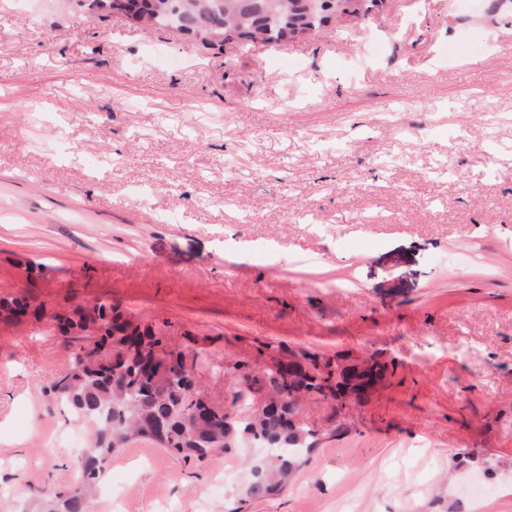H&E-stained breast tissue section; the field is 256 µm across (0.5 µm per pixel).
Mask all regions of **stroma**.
<instances>
[{"label":"stroma","mask_w":512,"mask_h":512,"mask_svg":"<svg viewBox=\"0 0 512 512\" xmlns=\"http://www.w3.org/2000/svg\"><path fill=\"white\" fill-rule=\"evenodd\" d=\"M118 304L206 351L223 400L261 344L396 371L246 497V447L133 439L93 512H512V0H377L271 46L204 45L78 0H0V293ZM76 344L0 323V512L75 485Z\"/></svg>","instance_id":"1"}]
</instances>
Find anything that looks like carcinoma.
Segmentation results:
<instances>
[{
	"instance_id": "obj_1",
	"label": "carcinoma",
	"mask_w": 512,
	"mask_h": 512,
	"mask_svg": "<svg viewBox=\"0 0 512 512\" xmlns=\"http://www.w3.org/2000/svg\"><path fill=\"white\" fill-rule=\"evenodd\" d=\"M128 0L135 15L144 24L156 28H172L204 44L246 43L261 40L278 45L307 29L320 30L349 12L354 0ZM29 310L34 319H41L47 305L26 296L0 298V321L17 322V308ZM87 318L101 324L103 331L99 350L87 355L76 351L68 369L53 376L44 386V393L53 396L95 428L89 448L79 461L81 480L72 491L56 502V512H89L93 483L104 473V464L112 453L133 437L152 439L146 425L163 422L170 432L168 451L184 459L204 460L231 452L228 443L234 438L248 437L263 442L274 439L285 448L266 462L249 464L248 494L262 498L279 491L288 480L301 457L316 445L318 431L296 422L292 406L279 413H262L251 422L227 420L224 409L211 412L206 428L198 430L195 410L204 407L200 392L184 366L189 350L175 353L163 373L170 379L165 391L157 388L154 376L143 372V362L164 336L150 323L134 329L137 346L114 348L113 332L125 330L123 310L107 302L88 308ZM301 356L313 360L312 367L298 369L289 379L267 374L260 376L243 372L251 382L249 393L235 392L231 406L248 404L260 394L284 391L296 385L319 395L344 388L332 375H323L315 360L318 354L304 351Z\"/></svg>"
}]
</instances>
